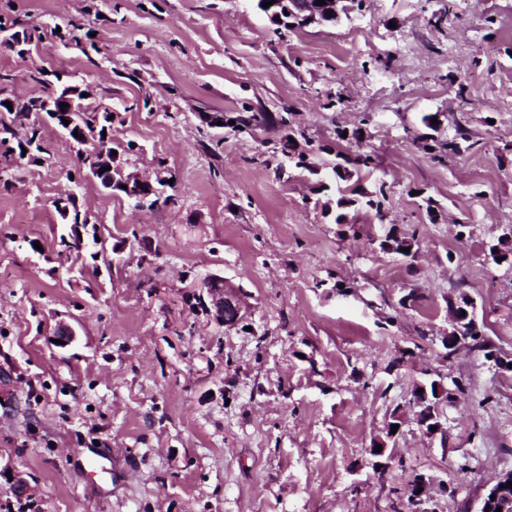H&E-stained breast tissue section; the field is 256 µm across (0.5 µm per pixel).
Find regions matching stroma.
I'll return each instance as SVG.
<instances>
[{
    "label": "stroma",
    "instance_id": "1",
    "mask_svg": "<svg viewBox=\"0 0 512 512\" xmlns=\"http://www.w3.org/2000/svg\"><path fill=\"white\" fill-rule=\"evenodd\" d=\"M0 18L45 35L24 54L0 42L1 96L44 94L41 71L90 88L113 142L135 144L126 171L172 181L150 209L71 182L48 124L40 160L11 154L0 512H407L415 472L435 479L431 512H477L512 471V0H363L282 32L256 0H0ZM242 112L269 120L207 123ZM459 127L474 147L435 158ZM288 129L321 167L374 154L362 184L386 183L382 214L338 207L284 153ZM70 193L90 225L60 223ZM390 234L417 257L382 249ZM462 296L491 356L442 344ZM429 374L462 386L440 435L413 407ZM89 447L132 470L93 489L73 467ZM221 281L216 283L217 287L208 289L209 296L218 320L232 326L239 320L240 306L232 297L224 295V281Z\"/></svg>",
    "mask_w": 512,
    "mask_h": 512
}]
</instances>
